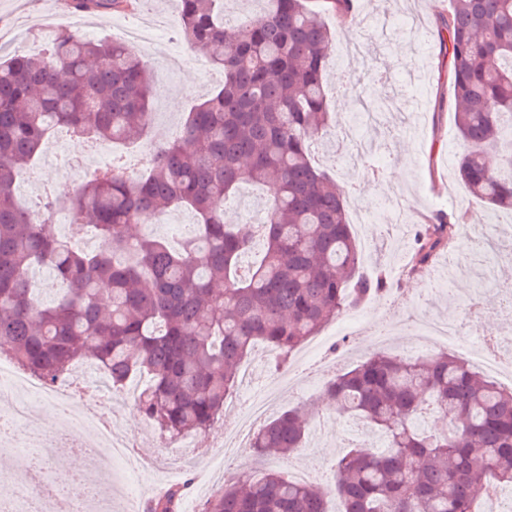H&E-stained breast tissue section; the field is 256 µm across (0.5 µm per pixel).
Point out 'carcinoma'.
Instances as JSON below:
<instances>
[{
    "label": "carcinoma",
    "instance_id": "1",
    "mask_svg": "<svg viewBox=\"0 0 512 512\" xmlns=\"http://www.w3.org/2000/svg\"><path fill=\"white\" fill-rule=\"evenodd\" d=\"M226 38L224 0H179L181 35L224 73L190 113L180 136L149 151L141 173L128 155L37 210L18 200V180L58 128L88 142L130 145L146 136L155 87L124 43L55 35L42 53L0 60V354L47 386L69 365L102 366L112 386L146 378L135 401L166 436L206 432L259 343L280 362L342 309L385 288L359 270L346 191L310 158L327 135L324 85L330 28L310 0H262ZM149 0H67L76 13L135 11ZM348 28L354 0H325ZM448 46L454 123L463 143L458 178L476 199L512 212V0H450L438 29ZM243 183L267 190L259 262L240 265L254 237L224 223L222 202ZM65 209L74 230L92 224L99 245L48 229ZM197 223L173 244L131 238L127 228L171 209ZM461 218L418 227L408 273L450 247ZM59 285L45 300L31 273ZM325 395L382 433L378 453L354 444L337 461L340 512H476L488 476L512 486V389L446 353L405 358L377 352L331 377ZM312 407L291 408L253 437L258 456L302 447ZM437 417L441 430L421 424ZM328 488L281 472L243 473L204 512H327ZM173 491L147 512H177Z\"/></svg>",
    "mask_w": 512,
    "mask_h": 512
}]
</instances>
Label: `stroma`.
<instances>
[{
  "label": "stroma",
  "mask_w": 512,
  "mask_h": 512,
  "mask_svg": "<svg viewBox=\"0 0 512 512\" xmlns=\"http://www.w3.org/2000/svg\"><path fill=\"white\" fill-rule=\"evenodd\" d=\"M355 2L367 37L353 52L335 49L329 55L327 93L336 96L338 110L327 142H315L312 156L330 179L355 185L347 203L363 202L368 213L367 223L354 227L357 243L366 248L360 270L386 271L389 292L328 322L320 331L319 350L302 358L291 355L288 368L296 384L281 393L270 410L275 417L314 402L318 415L331 417L332 425L321 437L307 436L304 448L286 457L260 459L250 438L229 440L228 429L244 412L243 400L279 376L265 345H257L249 357L253 379L240 382L234 406L225 407L207 432V449H167L166 437L139 415L134 401L118 406L121 423L146 450L148 465L136 471L123 465L113 469L112 485L100 503L105 512H146V503L159 490L172 487L180 489L179 507L186 512L192 503H205L257 466L289 475L301 469L308 482L329 485L349 441V420L321 401L322 352L347 350L342 367L348 370L376 350L396 351L400 337L413 335L429 318L455 321L465 342L476 345L465 309L478 290L484 293L485 325L494 328L504 320L497 297L499 289L512 290V232L491 235L489 245L478 248L466 228L459 230L449 252L427 272L414 277L406 273L416 225L460 210L468 225L492 215L454 175L462 142L448 104V52L437 35L449 0H374L370 9L364 8V0ZM142 17L156 34L133 50L155 76L154 128L171 140L187 113L223 83L224 74L180 37L177 0H161L158 10L145 11ZM48 22L62 23L97 41L117 37L128 19L114 12L77 16L64 0H0V55L39 52L45 37L42 26ZM376 71L387 73V81L376 82ZM348 75L358 79L357 93L337 96V86Z\"/></svg>",
  "instance_id": "1"
}]
</instances>
